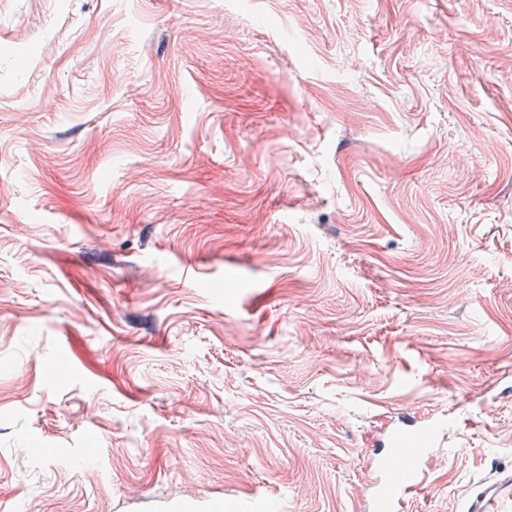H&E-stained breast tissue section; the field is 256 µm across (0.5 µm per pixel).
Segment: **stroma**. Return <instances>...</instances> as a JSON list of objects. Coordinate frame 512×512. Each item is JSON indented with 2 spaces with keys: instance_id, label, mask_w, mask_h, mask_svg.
Returning <instances> with one entry per match:
<instances>
[{
  "instance_id": "35a3bbf8",
  "label": "stroma",
  "mask_w": 512,
  "mask_h": 512,
  "mask_svg": "<svg viewBox=\"0 0 512 512\" xmlns=\"http://www.w3.org/2000/svg\"><path fill=\"white\" fill-rule=\"evenodd\" d=\"M399 512L512 468V0H0V512ZM381 456L374 488L384 512L395 511L404 497L417 491L424 483L426 448H405L400 439Z\"/></svg>"
}]
</instances>
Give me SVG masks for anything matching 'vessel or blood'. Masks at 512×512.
Masks as SVG:
<instances>
[{"instance_id":"1","label":"vessel or blood","mask_w":512,"mask_h":512,"mask_svg":"<svg viewBox=\"0 0 512 512\" xmlns=\"http://www.w3.org/2000/svg\"><path fill=\"white\" fill-rule=\"evenodd\" d=\"M425 449L394 441L381 457L374 488L383 512H395L404 497L424 483ZM464 512H512V469L497 470L483 479L480 490L467 498Z\"/></svg>"}]
</instances>
